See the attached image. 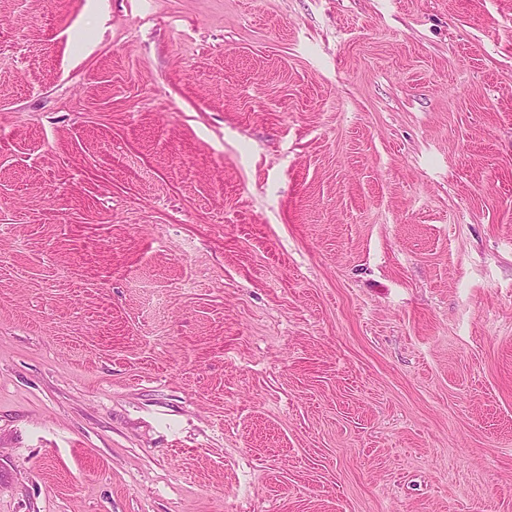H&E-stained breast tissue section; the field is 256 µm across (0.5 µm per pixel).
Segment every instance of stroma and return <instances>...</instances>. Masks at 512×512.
<instances>
[{"label": "stroma", "mask_w": 512, "mask_h": 512, "mask_svg": "<svg viewBox=\"0 0 512 512\" xmlns=\"http://www.w3.org/2000/svg\"><path fill=\"white\" fill-rule=\"evenodd\" d=\"M0 512H512V0H0Z\"/></svg>", "instance_id": "obj_1"}]
</instances>
